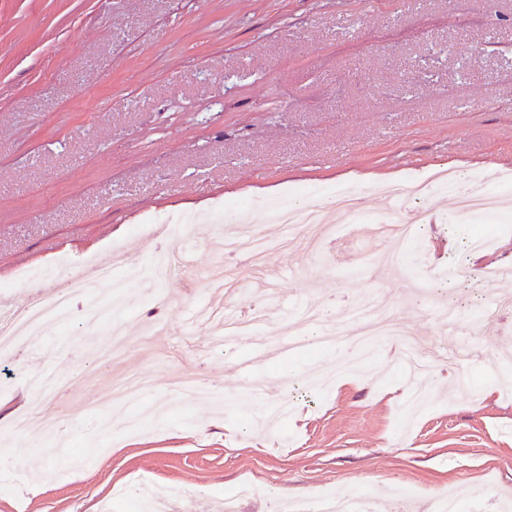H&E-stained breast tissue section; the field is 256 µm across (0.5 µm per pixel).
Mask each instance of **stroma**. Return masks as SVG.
<instances>
[{
    "label": "stroma",
    "instance_id": "1",
    "mask_svg": "<svg viewBox=\"0 0 512 512\" xmlns=\"http://www.w3.org/2000/svg\"><path fill=\"white\" fill-rule=\"evenodd\" d=\"M442 164L512 175V0H0V309L26 304L22 271L63 259L74 280L89 259H109L117 275H136L126 318L158 330L148 347L131 334L118 366L95 359L106 326L76 322L33 338L24 357L0 355V403L11 410L0 460L13 462L0 471V512H130L141 482L177 489V512H202L247 481L259 492L241 512H274L279 490L312 500L398 485L424 508L457 486L512 497V394L482 367L505 350L512 322L449 327L403 292L421 282L466 312L489 304L512 285V270L481 278L512 253V209L482 226L456 219L437 192L422 203L423 260L404 272L380 260L366 224H347L322 256L270 251L268 265L285 273L279 292L237 298L277 323L296 303L369 293L409 314L428 345L474 346L459 377L478 395L434 370L431 400L409 423L407 388L386 372L394 347L320 387L336 362L310 346L255 369L273 388L268 402L292 408L280 430L258 427L262 407L237 373L242 349L192 313L221 262L210 241L184 227L175 243L196 269L163 284L146 271L167 246L155 233L165 219L240 206L264 226L260 203L348 182L365 214L384 215L367 174L422 179ZM479 229L498 244L475 261L468 238ZM157 291L168 296L160 309ZM36 364L69 405L45 399L53 423L32 435L21 422ZM291 368L303 378L289 385ZM174 369L220 399L156 389L142 430L111 429V403L89 402L114 378Z\"/></svg>",
    "mask_w": 512,
    "mask_h": 512
}]
</instances>
